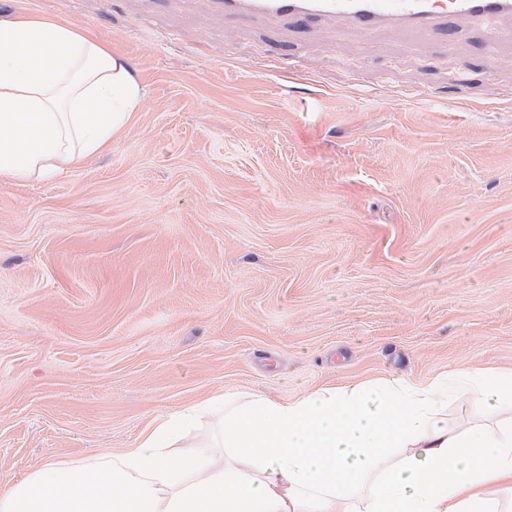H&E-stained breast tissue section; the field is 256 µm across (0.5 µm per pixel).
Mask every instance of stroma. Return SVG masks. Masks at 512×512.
Segmentation results:
<instances>
[{"mask_svg": "<svg viewBox=\"0 0 512 512\" xmlns=\"http://www.w3.org/2000/svg\"><path fill=\"white\" fill-rule=\"evenodd\" d=\"M4 8L99 36L145 97L104 152L0 181V488L227 391L512 369V20Z\"/></svg>", "mask_w": 512, "mask_h": 512, "instance_id": "35a3bbf8", "label": "stroma"}]
</instances>
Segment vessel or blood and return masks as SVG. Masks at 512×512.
Wrapping results in <instances>:
<instances>
[{"label":"vessel or blood","instance_id":"1","mask_svg":"<svg viewBox=\"0 0 512 512\" xmlns=\"http://www.w3.org/2000/svg\"><path fill=\"white\" fill-rule=\"evenodd\" d=\"M211 10L247 23L305 27L326 20L360 33L385 29L455 35L462 26L512 18V0H208Z\"/></svg>","mask_w":512,"mask_h":512}]
</instances>
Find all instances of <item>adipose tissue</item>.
Listing matches in <instances>:
<instances>
[{
  "instance_id": "obj_1",
  "label": "adipose tissue",
  "mask_w": 512,
  "mask_h": 512,
  "mask_svg": "<svg viewBox=\"0 0 512 512\" xmlns=\"http://www.w3.org/2000/svg\"><path fill=\"white\" fill-rule=\"evenodd\" d=\"M143 96L133 64L99 37L0 14V180H42L102 152ZM452 392L497 413L512 369L289 401L230 392L158 420L94 469L45 461L0 492V512H512V423L449 426ZM204 413L218 418V451L171 459Z\"/></svg>"
}]
</instances>
